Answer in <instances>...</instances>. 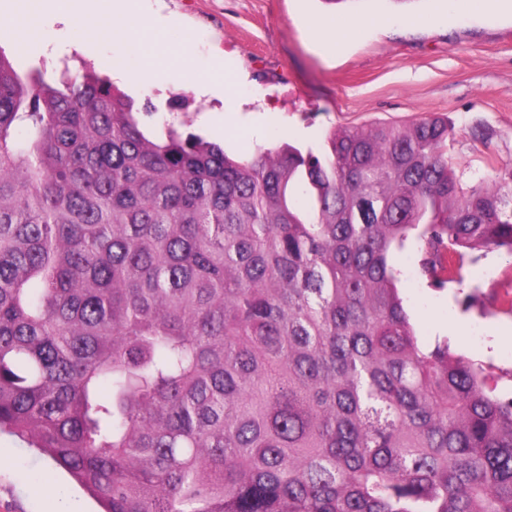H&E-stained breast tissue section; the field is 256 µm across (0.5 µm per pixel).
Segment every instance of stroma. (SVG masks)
<instances>
[{
	"mask_svg": "<svg viewBox=\"0 0 512 512\" xmlns=\"http://www.w3.org/2000/svg\"><path fill=\"white\" fill-rule=\"evenodd\" d=\"M164 42L186 45L181 58L158 56L166 80L189 98L169 111L157 90L135 91L153 101L147 121L186 122L190 132L240 152L243 143L292 144L323 150L334 130L448 118L455 135L448 162L463 188L512 169V10L490 17L480 0L453 16L448 0H162ZM374 16L375 29H356L342 42L316 49L310 22L335 24ZM0 48L22 66L55 75L114 62L131 71L137 52L75 27L18 39L0 20ZM417 246L395 253L404 306L419 344L451 349L498 378L496 392L512 396V255L503 249L467 253L463 283L430 286L419 270ZM0 512H54L70 481L50 458L0 434Z\"/></svg>",
	"mask_w": 512,
	"mask_h": 512,
	"instance_id": "obj_1",
	"label": "stroma"
}]
</instances>
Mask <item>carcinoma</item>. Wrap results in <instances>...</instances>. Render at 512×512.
<instances>
[{"label": "carcinoma", "instance_id": "carcinoma-1", "mask_svg": "<svg viewBox=\"0 0 512 512\" xmlns=\"http://www.w3.org/2000/svg\"><path fill=\"white\" fill-rule=\"evenodd\" d=\"M151 114L0 49V431L102 512H512V397L390 262L512 254V170L463 189L440 117L230 155Z\"/></svg>", "mask_w": 512, "mask_h": 512}]
</instances>
